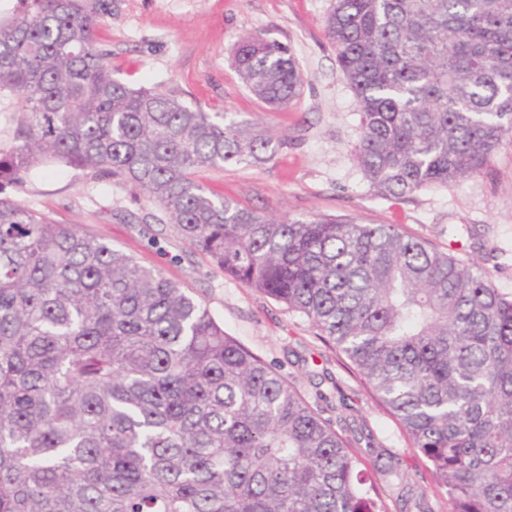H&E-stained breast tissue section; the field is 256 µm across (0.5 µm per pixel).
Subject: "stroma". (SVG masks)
<instances>
[{
	"instance_id": "35a3bbf8",
	"label": "stroma",
	"mask_w": 512,
	"mask_h": 512,
	"mask_svg": "<svg viewBox=\"0 0 512 512\" xmlns=\"http://www.w3.org/2000/svg\"><path fill=\"white\" fill-rule=\"evenodd\" d=\"M110 2L100 46L111 53L114 78L250 121L280 140L265 162L200 172L215 195L269 219L335 217L399 225L429 248L481 267L495 288L512 296V141L477 175L399 199L383 196L355 160L357 101L325 29L334 0ZM257 34L288 46L303 73L301 94L288 109H271L234 68L235 45ZM0 192L102 238L191 290L227 334L288 378L334 427L353 422L374 478L396 492L399 482L390 469L412 459L410 443L351 374L347 360L298 314L226 277L161 223L142 194L73 168L38 169ZM407 484V501L397 502L392 512H448L425 470L410 471Z\"/></svg>"
}]
</instances>
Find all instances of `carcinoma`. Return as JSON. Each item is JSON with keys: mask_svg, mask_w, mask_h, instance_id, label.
<instances>
[{"mask_svg": "<svg viewBox=\"0 0 512 512\" xmlns=\"http://www.w3.org/2000/svg\"><path fill=\"white\" fill-rule=\"evenodd\" d=\"M0 102L24 92L0 187L38 168L119 178L224 275L305 318L394 417L448 512H512V297L393 224L268 219L206 169L271 157L246 121L112 77L109 0H20ZM356 161L403 197L480 173L512 134V0H336ZM273 108L290 49L234 48ZM0 512H391L346 435L206 304L111 244L0 196Z\"/></svg>", "mask_w": 512, "mask_h": 512, "instance_id": "1", "label": "carcinoma"}]
</instances>
